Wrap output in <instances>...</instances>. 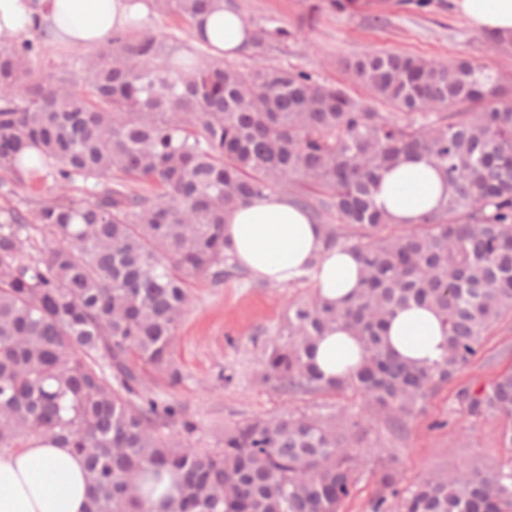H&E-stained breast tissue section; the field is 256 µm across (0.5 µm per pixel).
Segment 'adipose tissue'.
Here are the masks:
<instances>
[{"instance_id":"adipose-tissue-1","label":"adipose tissue","mask_w":512,"mask_h":512,"mask_svg":"<svg viewBox=\"0 0 512 512\" xmlns=\"http://www.w3.org/2000/svg\"><path fill=\"white\" fill-rule=\"evenodd\" d=\"M455 10L477 32L512 36V0H453ZM39 15L54 40L92 48L111 39L129 20L143 18L142 4L129 0H0V45L14 42ZM194 37L207 38L214 53L238 56L252 45V29L236 11L224 8L193 23ZM447 191L426 157L413 156L384 173L377 207L398 224H415L437 209ZM228 250L257 279L284 284L315 264L314 286L324 299L341 303L355 294L361 265L342 248H326L324 228L284 194L254 197L226 213ZM385 341L403 359L428 364L443 353L441 322L428 307L398 311L387 323ZM325 377L344 376L362 363L363 348L351 331L336 325L312 352ZM88 470L83 457L51 441L0 453V512H89Z\"/></svg>"}]
</instances>
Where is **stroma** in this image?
I'll return each mask as SVG.
<instances>
[{
  "label": "stroma",
  "instance_id": "stroma-1",
  "mask_svg": "<svg viewBox=\"0 0 512 512\" xmlns=\"http://www.w3.org/2000/svg\"><path fill=\"white\" fill-rule=\"evenodd\" d=\"M321 9L306 22L310 2ZM326 0H235L249 24L293 30L288 41H269L233 58V65L301 67L321 77L354 85L343 62L368 50H394L453 60L464 55L496 70L512 72V57L487 50L479 34L459 16L452 0H434L421 12L397 0H360L348 13L331 11ZM310 280L270 284L251 272L221 283L203 280L191 288L192 302L174 342L173 364L181 374L177 385L152 368H144L143 384L152 394L175 401L198 424L195 444L221 447L224 430L254 415L285 411L336 413L360 422V445L377 456H393L402 487L429 472L462 462L508 464L512 450L500 440L501 424L492 416H469L456 399L458 384L489 385L512 368V322L498 324L485 337L477 356L463 369L458 383L438 388L414 416L394 428L384 414L366 411L352 393L291 396L263 382L261 361L288 316V304L308 298Z\"/></svg>",
  "mask_w": 512,
  "mask_h": 512
}]
</instances>
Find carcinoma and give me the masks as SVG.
Masks as SVG:
<instances>
[{
	"label": "carcinoma",
	"instance_id": "obj_1",
	"mask_svg": "<svg viewBox=\"0 0 512 512\" xmlns=\"http://www.w3.org/2000/svg\"><path fill=\"white\" fill-rule=\"evenodd\" d=\"M233 0H151L192 23ZM253 45L288 30L257 25ZM512 54V37L485 34ZM208 44L124 30L91 55L40 66L38 44L0 46V193L40 179L57 191L0 216V450L52 439L87 461L90 512H341L360 479L359 421L287 413L224 429L197 448L196 422L142 386L140 366L167 373L190 288L237 275L224 212L284 193L322 224L328 248L355 252L361 288L337 308L314 293L288 306L264 379L286 392L351 391L396 419L459 379L483 339L512 321V76L468 59L397 52L352 58L379 112L303 68L242 71ZM422 155L448 195L418 224L375 204L382 173ZM436 311L441 358L390 351L385 325L411 304ZM343 324L364 364L324 381L308 354ZM468 414L500 420L512 448V368L456 392ZM177 422L178 434L166 432ZM371 512H512V463L464 462L403 489L376 473Z\"/></svg>",
	"mask_w": 512,
	"mask_h": 512
}]
</instances>
